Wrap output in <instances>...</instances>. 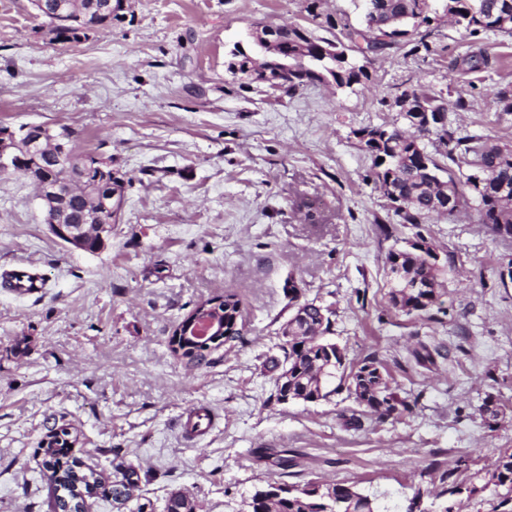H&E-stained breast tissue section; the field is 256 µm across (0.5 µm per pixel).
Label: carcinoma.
Returning a JSON list of instances; mask_svg holds the SVG:
<instances>
[{
    "label": "carcinoma",
    "instance_id": "obj_1",
    "mask_svg": "<svg viewBox=\"0 0 512 512\" xmlns=\"http://www.w3.org/2000/svg\"><path fill=\"white\" fill-rule=\"evenodd\" d=\"M100 0H44L48 12L44 17L56 20L50 28L55 38L79 41L87 32L109 27L121 17L119 13H105L99 8ZM364 21L362 28H350L346 39L363 57L375 54L388 42L378 39L372 22L390 30L388 37L397 40L408 35V27L431 25L441 16L448 23L465 32L468 37L480 35H512V0H363ZM486 51H469L461 58L468 71H479L489 65ZM271 62L297 68L295 78L288 79L285 92H294L308 84L333 81L336 87H351L369 79L367 66L349 59L345 45L339 40L317 36L300 25L288 27V36L278 44V52L269 54L259 67ZM406 127L372 126L356 132L361 147L372 157V180L391 203L394 213L403 224L417 226L439 214L436 204H445L453 198V207L446 215L452 217L461 210L470 209L477 221L498 236L500 227L512 226V145L490 142L473 135L458 136L443 123L432 135L445 146L437 157L423 144L424 135L412 129L414 121L404 117ZM25 169L28 179L41 180L51 172L53 162L43 147L28 153ZM387 272L399 268L401 280H391L388 303L392 310L405 315L428 314L440 305L441 281L447 266L431 261V254L424 249L400 247L390 250L385 258ZM305 317L294 336L283 340L280 350L283 358L272 357L269 369L278 371L288 364L293 373V384L288 395L293 400L316 402L329 395L328 378L343 367L344 359L329 357L336 353L329 340L332 334L330 314L320 315L313 302L304 307ZM347 389L358 405L384 420L408 409L409 404L400 399L391 387L385 364L374 354H369L350 365ZM69 432L60 428L53 442L45 449L43 467L54 479V499L58 503L78 502L81 493L112 498L124 505L134 500L141 477L131 466L112 473V482L90 469L84 471L73 459L64 461L62 449L69 447ZM465 461L456 467L440 469L429 467L433 489H417L407 512H417L424 494L440 498L460 496L464 486L456 474ZM489 481L504 488L494 512H512V452H504L488 472ZM280 493L267 496L253 495L249 512H375L372 499L355 487L333 485V495L322 490V485L308 483L304 486L279 485ZM165 512H195V504L186 496L175 493L165 504Z\"/></svg>",
    "mask_w": 512,
    "mask_h": 512
}]
</instances>
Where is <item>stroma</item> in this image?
<instances>
[{
    "label": "stroma",
    "mask_w": 512,
    "mask_h": 512,
    "mask_svg": "<svg viewBox=\"0 0 512 512\" xmlns=\"http://www.w3.org/2000/svg\"><path fill=\"white\" fill-rule=\"evenodd\" d=\"M306 5L127 0L111 28L62 42L30 0H0V126L69 129L76 151L111 160L124 195L107 248L89 254L50 233L22 173L0 172V275L45 281L27 297L0 288V512H49L43 450L64 423L85 466L138 470L144 512H163L173 491L196 512H244L272 480L350 484L378 512H406L430 485L426 466L462 457L468 500L430 496L424 508L492 512L487 473L512 451V239L471 215L399 223L355 133L394 122L396 97L424 85L448 100L458 134L512 143V114L495 103L512 90V36L483 37L491 66L475 72L459 65L467 37L443 22L373 54L368 80L349 88L288 95L228 73L229 50L253 51L256 25L309 26ZM320 11V35L341 39L363 0ZM424 35L431 52H414ZM300 197L319 201L321 223L294 212ZM418 232L452 260L443 304L397 315L385 256ZM290 282L331 310L346 362L376 354L410 410L378 421L337 378L324 400L277 402L264 362L298 300ZM227 291L241 302L239 337L199 363L175 355L178 323ZM421 343L434 364L415 362ZM201 408L213 423L195 435L187 418Z\"/></svg>",
    "instance_id": "stroma-1"
}]
</instances>
